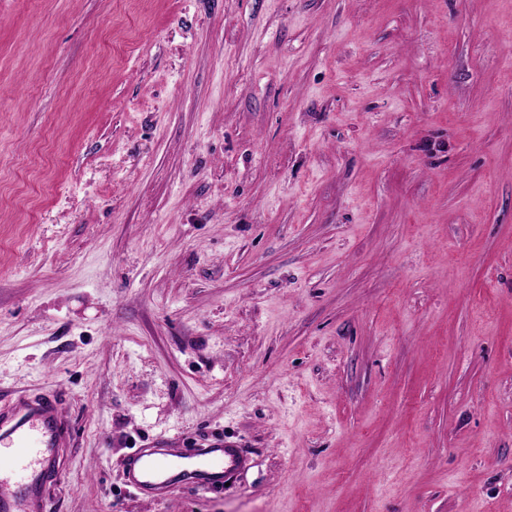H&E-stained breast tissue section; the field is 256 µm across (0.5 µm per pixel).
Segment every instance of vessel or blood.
I'll return each instance as SVG.
<instances>
[{
    "label": "vessel or blood",
    "instance_id": "1",
    "mask_svg": "<svg viewBox=\"0 0 512 512\" xmlns=\"http://www.w3.org/2000/svg\"><path fill=\"white\" fill-rule=\"evenodd\" d=\"M70 429L59 398L24 395L0 411V512H53L47 485L58 478ZM249 464L239 443L214 442L183 451L164 440L126 460L127 479L141 494L163 496L174 484L230 481Z\"/></svg>",
    "mask_w": 512,
    "mask_h": 512
}]
</instances>
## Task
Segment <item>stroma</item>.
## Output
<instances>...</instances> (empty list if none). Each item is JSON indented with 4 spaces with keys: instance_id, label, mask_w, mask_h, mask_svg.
Masks as SVG:
<instances>
[{
    "instance_id": "1",
    "label": "stroma",
    "mask_w": 512,
    "mask_h": 512,
    "mask_svg": "<svg viewBox=\"0 0 512 512\" xmlns=\"http://www.w3.org/2000/svg\"><path fill=\"white\" fill-rule=\"evenodd\" d=\"M54 512H512V0H0V408ZM241 442L221 490L134 448ZM69 425L56 396H19L0 410V512H52L46 487L57 480Z\"/></svg>"
}]
</instances>
